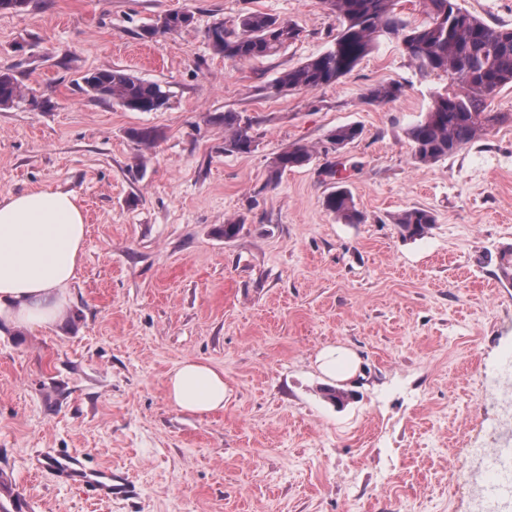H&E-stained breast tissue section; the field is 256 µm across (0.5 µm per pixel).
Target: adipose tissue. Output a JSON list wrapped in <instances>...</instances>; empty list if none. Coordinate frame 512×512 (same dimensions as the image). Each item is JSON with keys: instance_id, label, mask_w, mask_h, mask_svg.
<instances>
[{"instance_id": "adipose-tissue-1", "label": "adipose tissue", "mask_w": 512, "mask_h": 512, "mask_svg": "<svg viewBox=\"0 0 512 512\" xmlns=\"http://www.w3.org/2000/svg\"><path fill=\"white\" fill-rule=\"evenodd\" d=\"M86 224L76 195L33 190L0 197V325L35 330L61 322L81 264ZM181 411L224 408V373L186 360L167 376Z\"/></svg>"}]
</instances>
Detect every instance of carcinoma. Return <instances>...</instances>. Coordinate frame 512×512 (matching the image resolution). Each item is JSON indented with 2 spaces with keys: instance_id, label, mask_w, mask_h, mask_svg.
<instances>
[{
  "instance_id": "carcinoma-1",
  "label": "carcinoma",
  "mask_w": 512,
  "mask_h": 512,
  "mask_svg": "<svg viewBox=\"0 0 512 512\" xmlns=\"http://www.w3.org/2000/svg\"><path fill=\"white\" fill-rule=\"evenodd\" d=\"M338 27L330 45L320 54L283 71L271 85L273 92L309 91L337 83L350 74L382 39L396 41L424 77H446L450 86L430 93L422 120L408 131L412 159L429 165L456 153L478 135L503 120L488 109V100L512 85V28L490 24L465 9L460 0H421L426 20L411 24L396 12V0H325ZM192 15L174 12L150 29V34H172L190 25ZM301 30L293 21L279 16L247 12L230 23L215 21L207 30L212 49L232 62L251 61L277 54L299 39ZM86 91L116 102L135 112H158L166 108L169 92L156 82H146L121 69L104 68L83 76ZM404 86L380 84L364 94L367 103L385 107L398 100ZM24 96L13 73L0 71V108L18 103ZM224 132L229 137L224 150L248 154L256 147L250 126L240 113H224ZM360 135L356 126H340L328 141L342 149ZM313 150L294 144L272 161L269 181L286 170L302 167L312 160ZM327 210L346 224H361L364 214L350 191L339 188L325 199ZM434 223L430 211L410 208L396 218L405 237L416 238Z\"/></svg>"
}]
</instances>
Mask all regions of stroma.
I'll use <instances>...</instances> for the list:
<instances>
[{
    "label": "stroma",
    "instance_id": "1",
    "mask_svg": "<svg viewBox=\"0 0 512 512\" xmlns=\"http://www.w3.org/2000/svg\"><path fill=\"white\" fill-rule=\"evenodd\" d=\"M182 30L145 36L167 13ZM249 11L292 19L279 54L231 62L209 26ZM324 0H28L0 11V70L24 97L0 109V196L77 195L87 232L65 320L0 329V512H482L450 486L465 448L512 441V85L490 100L504 119L460 151L415 165L407 132L430 89L384 41L339 83L269 93L276 77L336 33ZM119 68L170 92L131 112L87 94L83 76ZM404 94L378 108L367 89ZM256 148L224 150L225 112ZM361 128L325 177L326 140ZM159 134L152 146L132 136ZM294 144L312 161L269 183ZM350 190L365 223L324 198ZM419 207L423 237L394 222ZM243 227L225 239L224 221ZM353 351L324 398L317 356ZM194 359L224 372L223 410L169 401L167 374ZM111 469L124 493L100 500L57 478L53 460Z\"/></svg>",
    "mask_w": 512,
    "mask_h": 512
}]
</instances>
